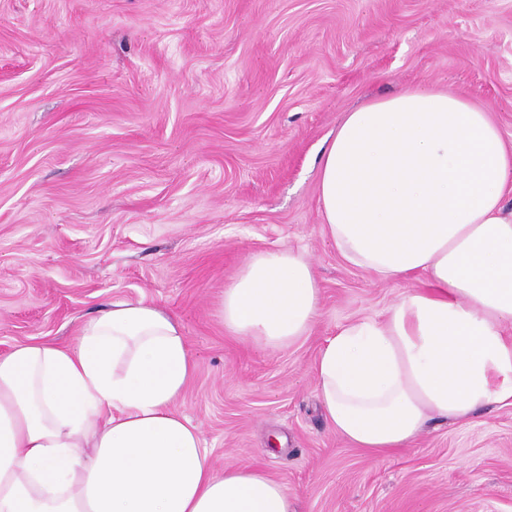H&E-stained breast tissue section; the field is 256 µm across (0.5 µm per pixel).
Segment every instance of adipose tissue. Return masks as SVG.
<instances>
[{
  "instance_id": "1",
  "label": "adipose tissue",
  "mask_w": 512,
  "mask_h": 512,
  "mask_svg": "<svg viewBox=\"0 0 512 512\" xmlns=\"http://www.w3.org/2000/svg\"><path fill=\"white\" fill-rule=\"evenodd\" d=\"M512 148L488 112L406 90L346 114L320 166L322 228L348 264L404 280L380 319L340 326L310 367L329 425L356 447H408L434 420L512 406ZM309 259L253 255L221 295L241 342L310 334ZM197 370L183 327L144 300L83 321L71 344L0 353V512H294L283 485L225 464L179 412Z\"/></svg>"
}]
</instances>
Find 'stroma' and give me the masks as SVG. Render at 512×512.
Instances as JSON below:
<instances>
[{
	"label": "stroma",
	"mask_w": 512,
	"mask_h": 512,
	"mask_svg": "<svg viewBox=\"0 0 512 512\" xmlns=\"http://www.w3.org/2000/svg\"><path fill=\"white\" fill-rule=\"evenodd\" d=\"M414 88L486 110L512 147V0H0V353L142 298L183 323L177 407L215 467L263 470L296 512H512V406L372 455L309 374L404 289L327 243L320 157L346 112ZM288 246L321 288L310 334L227 336L225 284Z\"/></svg>",
	"instance_id": "obj_1"
}]
</instances>
